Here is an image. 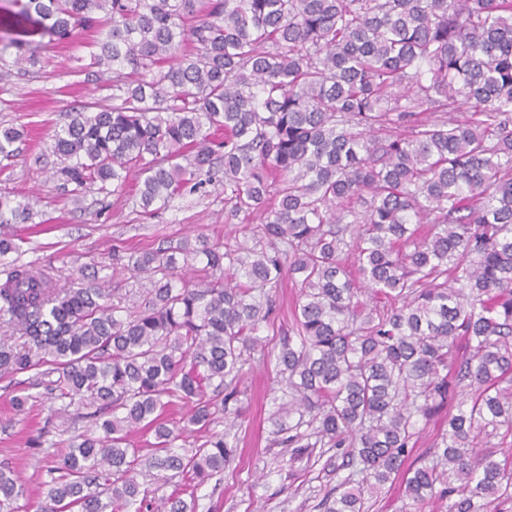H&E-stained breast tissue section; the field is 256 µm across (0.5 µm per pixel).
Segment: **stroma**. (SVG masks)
I'll return each instance as SVG.
<instances>
[{
    "label": "stroma",
    "mask_w": 512,
    "mask_h": 512,
    "mask_svg": "<svg viewBox=\"0 0 512 512\" xmlns=\"http://www.w3.org/2000/svg\"><path fill=\"white\" fill-rule=\"evenodd\" d=\"M90 36L75 29L71 43L37 41L22 48L6 47L0 33V58L12 63L9 80L0 82V127L27 126L17 156L0 158V192L29 199L38 223L18 225L23 238L15 258L21 263H53L68 275L91 258L111 255L118 248H147L162 239H178L199 230L211 240L230 231L244 232L243 223L224 220V196L207 186L182 192L155 217L140 216L132 197L87 192L73 200L50 168L38 163L50 136L66 112L85 103H109L106 81L84 82L75 75L79 56ZM24 64H16V57ZM35 64H27V57ZM48 376L36 369L0 379V463L17 473L31 501H39L53 478L51 462L63 452L58 400L47 389ZM276 386L272 365L253 362L241 381L245 423L238 445L223 473L194 490L196 512H322L319 503L335 486L336 453L324 452L314 465L291 458L290 449L274 445L270 415ZM29 395L25 411H17L15 396ZM40 436V447L29 443Z\"/></svg>",
    "instance_id": "stroma-1"
}]
</instances>
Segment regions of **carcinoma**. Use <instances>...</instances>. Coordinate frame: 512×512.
Returning a JSON list of instances; mask_svg holds the SVG:
<instances>
[{"mask_svg":"<svg viewBox=\"0 0 512 512\" xmlns=\"http://www.w3.org/2000/svg\"><path fill=\"white\" fill-rule=\"evenodd\" d=\"M78 26L96 39L76 72L112 74V104L55 127L54 175L76 196L132 194L144 217L216 181L226 222L249 227L115 253L110 277L95 259L64 278L10 261L19 245L0 233V327L25 338L0 342V377L44 366L64 410L94 420L65 440L38 512H194L177 493L154 504L150 487L224 471L257 354L279 377L277 444L341 459L324 512H368L366 495L397 480L413 512H512V463L490 452L512 449V0H24L0 13L6 48ZM23 138L0 129V156ZM34 216L0 192V227ZM286 274L299 297L273 352L261 331ZM445 410L448 429L407 464L417 425ZM31 509L0 465V512Z\"/></svg>","mask_w":512,"mask_h":512,"instance_id":"1","label":"carcinoma"}]
</instances>
